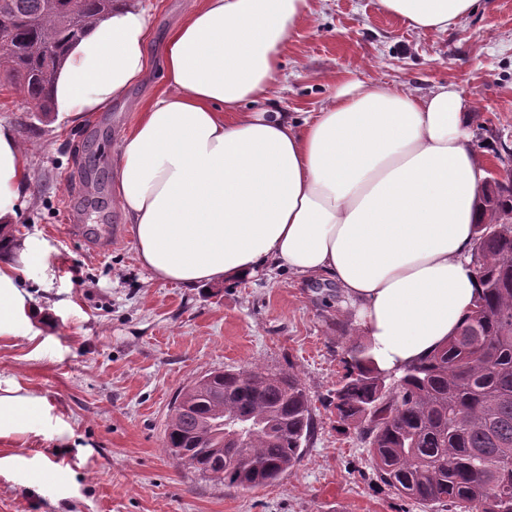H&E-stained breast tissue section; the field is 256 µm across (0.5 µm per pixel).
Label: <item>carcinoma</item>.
<instances>
[{
  "mask_svg": "<svg viewBox=\"0 0 512 512\" xmlns=\"http://www.w3.org/2000/svg\"><path fill=\"white\" fill-rule=\"evenodd\" d=\"M112 13V0H0V75L53 111L70 45ZM470 315L441 348L386 385L372 347L353 342L334 393L336 422L367 446L376 479L401 498L448 512H512V169L484 184ZM313 425L293 374L212 371L183 387L164 447L220 485L255 489L301 457Z\"/></svg>",
  "mask_w": 512,
  "mask_h": 512,
  "instance_id": "carcinoma-1",
  "label": "carcinoma"
}]
</instances>
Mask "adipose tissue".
Masks as SVG:
<instances>
[{
    "label": "adipose tissue",
    "instance_id": "ef3b65f1",
    "mask_svg": "<svg viewBox=\"0 0 512 512\" xmlns=\"http://www.w3.org/2000/svg\"><path fill=\"white\" fill-rule=\"evenodd\" d=\"M477 0H379L416 30L444 31ZM313 0H188L164 44L167 86L138 107L120 145L115 197L141 268L186 288L287 269L335 283L357 310L380 367L423 359L469 315L485 158L470 102L454 85L408 90L342 84L317 112L272 106V83ZM141 0L72 46L54 109L78 123L122 100L148 68ZM26 149L0 123V223L24 202ZM19 246L0 264V339L42 318L19 286ZM44 398L0 387V440L41 435Z\"/></svg>",
    "mask_w": 512,
    "mask_h": 512
}]
</instances>
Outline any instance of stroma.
Returning a JSON list of instances; mask_svg holds the SVG:
<instances>
[{
	"mask_svg": "<svg viewBox=\"0 0 512 512\" xmlns=\"http://www.w3.org/2000/svg\"><path fill=\"white\" fill-rule=\"evenodd\" d=\"M150 68L126 98L80 125L33 111L0 82V122L27 152L25 205L14 238L37 253L19 278L34 305L36 341L0 339V380L46 400L42 435L0 442L17 462L0 475V512H422L376 481L356 430L331 403L346 374L355 313L335 284L288 271L233 286L154 283L137 264L114 201L119 146L135 107L165 87L162 48L188 0H142ZM315 22L289 41L275 78L283 112H315L350 78L424 96L457 86L474 125L512 143V0H479L445 32H420L378 0H315ZM83 226L80 237L64 225ZM112 228L94 251L93 230ZM347 338H339L337 326ZM294 372L314 426L301 459L274 484L244 491L201 479L163 448L176 394L224 367ZM60 479H50V472Z\"/></svg>",
	"mask_w": 512,
	"mask_h": 512,
	"instance_id": "obj_1",
	"label": "stroma"
}]
</instances>
